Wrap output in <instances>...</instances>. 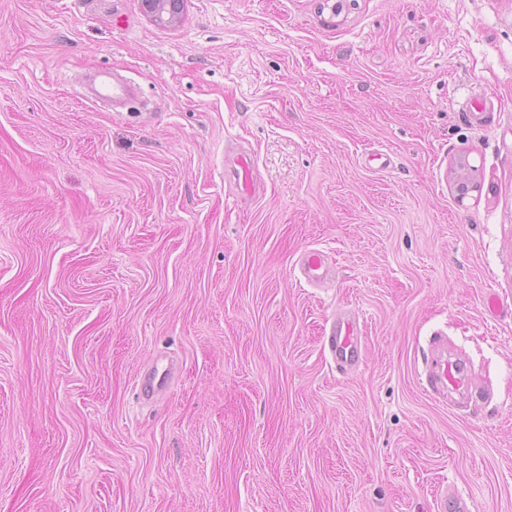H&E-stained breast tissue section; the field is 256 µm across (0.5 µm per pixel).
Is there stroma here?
I'll use <instances>...</instances> for the list:
<instances>
[{"label":"stroma","instance_id":"1","mask_svg":"<svg viewBox=\"0 0 512 512\" xmlns=\"http://www.w3.org/2000/svg\"><path fill=\"white\" fill-rule=\"evenodd\" d=\"M94 71L138 101L81 100ZM440 339L465 392L421 384ZM444 486L512 512V0H187L173 26L0 0V512H438ZM224 184L228 185L236 204L247 208L261 194L260 182L254 175L250 153L242 148L224 151ZM299 272L301 277L313 287H323L335 278L333 262L318 250L305 252L301 256ZM358 317L341 314L334 318L327 334L328 349L337 369L347 370L359 360Z\"/></svg>","mask_w":512,"mask_h":512}]
</instances>
